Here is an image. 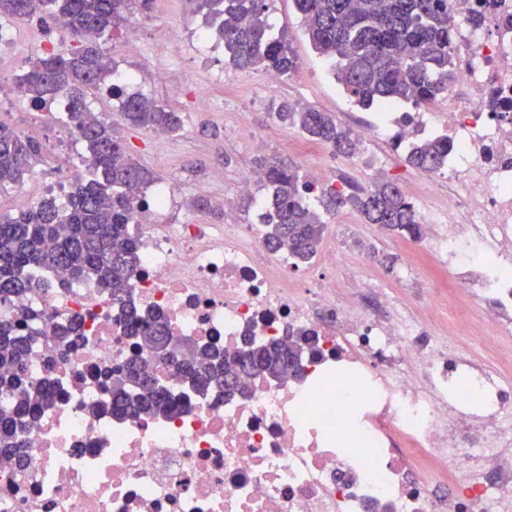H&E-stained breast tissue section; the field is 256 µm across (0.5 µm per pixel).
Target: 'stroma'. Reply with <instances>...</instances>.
<instances>
[{
  "mask_svg": "<svg viewBox=\"0 0 512 512\" xmlns=\"http://www.w3.org/2000/svg\"><path fill=\"white\" fill-rule=\"evenodd\" d=\"M268 21L274 31L287 32L298 58L299 68L278 84L265 82L266 72L237 70L228 63L222 47L200 51L199 35L205 30L201 14L186 10L183 0H153L141 14L142 39L129 42L123 30H114L104 44L117 71L130 82L129 89L151 98L162 93L154 81L156 72H165L169 81L183 84L181 96L170 98L171 107L183 116V128L166 145L155 144L150 131L127 127L117 110V102L104 90L90 93L94 111L112 123L127 154L152 172L155 191L169 184L180 187L159 221L163 224H258L262 212L257 202L265 191L255 187L252 197L234 196L230 205H221L236 183L257 166L263 156H276L294 163L302 171L332 170L343 165L344 179L369 187L379 179H391L411 195L417 214H424L434 197L419 195L420 171L407 165L403 152L373 138L359 152L346 157L331 148L313 143L298 130L280 124L274 110L284 100L299 107L332 113L346 127L367 126L376 121L374 108L358 106L335 80L328 63L310 46L292 0H266ZM179 27L183 37L170 45V27ZM42 52L41 41L32 38L0 52V124L17 132H29L40 154L35 176L46 178L64 171L66 181L82 177L81 158L86 149L80 140L60 147L55 124L49 116L35 118L24 101L11 95L12 87L29 70ZM39 131H32L34 120ZM237 139L236 150L228 152L224 143ZM350 237L351 256L347 266L336 268L334 276L344 288L368 282L379 288L398 290L407 280L426 285H447L448 271L433 258L414 255L399 234L365 223L352 209H344L329 220L323 242Z\"/></svg>",
  "mask_w": 512,
  "mask_h": 512,
  "instance_id": "obj_1",
  "label": "stroma"
}]
</instances>
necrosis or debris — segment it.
Here are the masks:
<instances>
[{
	"mask_svg": "<svg viewBox=\"0 0 512 512\" xmlns=\"http://www.w3.org/2000/svg\"><path fill=\"white\" fill-rule=\"evenodd\" d=\"M449 6L461 72L447 109L383 112L355 130L398 145L448 136V164L425 186L447 190L457 217L411 243L447 267V287L366 300L324 277L348 261L336 244L302 284L260 225L160 224L165 200L143 193L139 311L160 312L174 340L228 353L248 336L316 346L288 381L192 393L174 419L93 415L105 375L128 361L172 389L174 368L122 335L108 292L47 272L24 304L42 315L28 376H53L54 404L25 432L23 466L0 457V512H512V0ZM71 319L72 348L57 330Z\"/></svg>",
	"mask_w": 512,
	"mask_h": 512,
	"instance_id": "4bbe7bcc",
	"label": "necrosis or debris"
}]
</instances>
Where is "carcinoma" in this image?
Here are the masks:
<instances>
[{
  "instance_id": "1",
  "label": "carcinoma",
  "mask_w": 512,
  "mask_h": 512,
  "mask_svg": "<svg viewBox=\"0 0 512 512\" xmlns=\"http://www.w3.org/2000/svg\"><path fill=\"white\" fill-rule=\"evenodd\" d=\"M144 0H0V16H38L61 20L85 44L68 55L43 53L21 81L24 95L40 107L63 94L78 137L86 146L84 163L91 177L72 184L65 203L48 195L15 217H0V305L45 288L42 269L63 270L75 282L93 281L121 308L123 334L154 350H163L177 373L197 387L230 395L234 383L271 371L292 375L288 360L293 344L284 340L258 343L226 354L214 345H195L188 359L167 347L165 324L156 314L137 312L128 282L138 263L139 240L128 224L140 190L152 176L126 154L112 124L86 102L89 90L115 74L112 57L98 40L141 10ZM205 17L211 35L224 42V54L238 69L263 68L284 78L298 69L284 34H274L265 15L266 0H189ZM311 47L333 64L334 76L354 102L364 107L410 103L428 105L456 82L460 61L451 53L456 23L448 0H293ZM125 123L136 129L183 127L180 113L163 101L124 94L113 84ZM279 121L311 140L350 157L361 142L328 112L278 107ZM451 143L444 136L415 141L406 162L435 172L448 162ZM38 146L0 124V187L18 182L31 171ZM268 190L263 213L265 243L288 251L306 263L316 254L326 221L351 207L368 224L415 238L419 221L414 204L391 180H378L350 191L320 189L299 167L274 158L257 161ZM39 330L21 335L14 321L0 318V454H19L21 435L39 410L52 405L54 382H33L28 359ZM186 396H176L147 375L136 361L112 379L110 404L115 415L177 416Z\"/></svg>"
}]
</instances>
